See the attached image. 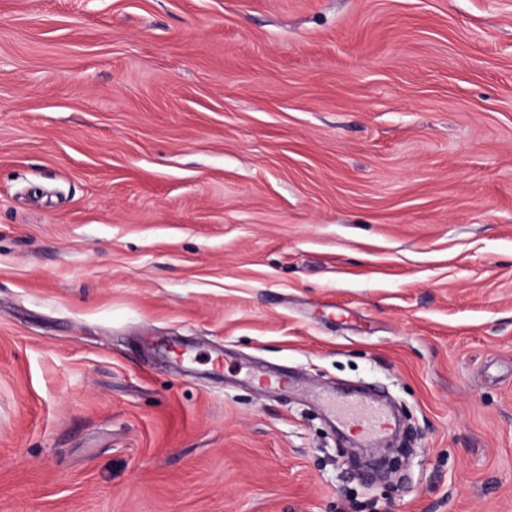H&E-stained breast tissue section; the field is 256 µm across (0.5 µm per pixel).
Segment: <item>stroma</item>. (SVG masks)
<instances>
[{
  "mask_svg": "<svg viewBox=\"0 0 512 512\" xmlns=\"http://www.w3.org/2000/svg\"><path fill=\"white\" fill-rule=\"evenodd\" d=\"M0 512H512V0H0ZM351 423L359 428L363 434L384 431L390 428V422L385 413L377 409H365L360 416L353 418Z\"/></svg>",
  "mask_w": 512,
  "mask_h": 512,
  "instance_id": "stroma-1",
  "label": "stroma"
}]
</instances>
